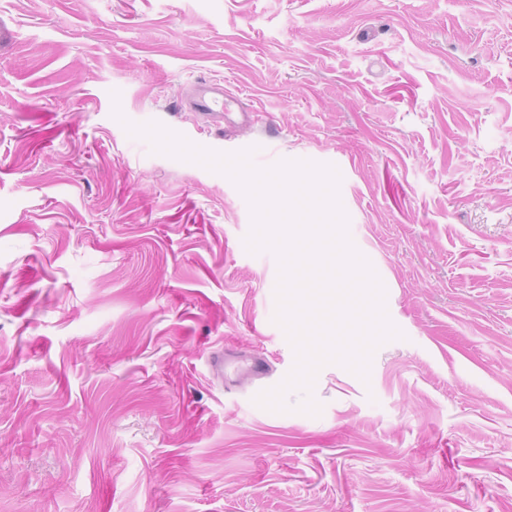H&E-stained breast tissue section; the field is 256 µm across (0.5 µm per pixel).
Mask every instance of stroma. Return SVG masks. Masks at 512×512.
<instances>
[{"label": "stroma", "instance_id": "obj_1", "mask_svg": "<svg viewBox=\"0 0 512 512\" xmlns=\"http://www.w3.org/2000/svg\"><path fill=\"white\" fill-rule=\"evenodd\" d=\"M199 78L223 116L176 110ZM117 106L337 167L404 334L369 381L255 404L277 260ZM0 512H512V0H0Z\"/></svg>", "mask_w": 512, "mask_h": 512}]
</instances>
